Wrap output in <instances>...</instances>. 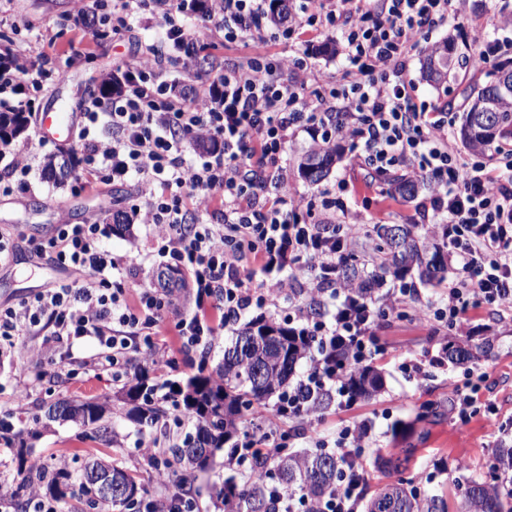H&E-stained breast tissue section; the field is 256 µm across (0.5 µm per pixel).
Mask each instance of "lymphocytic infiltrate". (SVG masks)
Listing matches in <instances>:
<instances>
[{
	"label": "lymphocytic infiltrate",
	"mask_w": 512,
	"mask_h": 512,
	"mask_svg": "<svg viewBox=\"0 0 512 512\" xmlns=\"http://www.w3.org/2000/svg\"><path fill=\"white\" fill-rule=\"evenodd\" d=\"M313 15L341 33L347 62L344 82L322 97L323 74H309L304 59L255 58L226 70L220 82L191 89L190 104L171 96L165 75L188 66L199 30L177 24L184 0H119L112 32L135 30L141 11L155 13L173 50H150L123 74L122 89L109 100L95 99L84 112L78 138L82 152L79 189L130 174L140 177L134 210L153 225L158 257L166 267L189 272L197 314L177 316L183 348L208 342L218 326L290 300L331 297V322L312 317L304 305L294 314L301 331L349 350L356 364L376 353L375 329L393 312L397 299L352 302L353 284L337 277V267L362 226L344 232L318 222L319 207L293 193L282 164L287 142L307 132L315 145L332 146L353 138L371 181L412 161L416 176L432 185L431 209L440 235L457 262V277L437 320L459 326L474 304L512 303V161L490 167L483 152L459 153L452 143L453 116L418 102L406 79V60L422 36L463 19L467 0H385L383 10L362 0H312ZM266 0H217L209 22L233 42L259 37L267 29ZM501 38L488 40L472 31L476 50L468 65L493 67L503 48L512 46V11H501ZM208 139L215 147L199 162L188 161L187 146ZM97 216L82 224H62L57 234L33 244L32 252L52 265L74 271L71 280L0 309V354L15 351L23 336H38L41 353L58 354L62 363L119 372L139 351V341L173 310L172 294L136 280V264L100 246ZM254 269H245L243 258ZM313 274L299 279L303 266ZM216 309L212 323L206 309ZM93 338L96 352L76 359L73 348ZM364 435L344 429L334 445L346 456L342 478L325 497L311 502L279 488L271 494L278 512H358L364 483ZM243 454L233 465L254 473L250 452L275 455L287 447L272 431H244Z\"/></svg>",
	"instance_id": "1"
}]
</instances>
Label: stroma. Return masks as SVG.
Segmentation results:
<instances>
[{
    "mask_svg": "<svg viewBox=\"0 0 512 512\" xmlns=\"http://www.w3.org/2000/svg\"><path fill=\"white\" fill-rule=\"evenodd\" d=\"M93 0H0V50H16L19 61L26 70L43 71L39 91L30 107L32 113L68 110L82 112L83 104L96 91L104 73H122L135 63L139 46L160 40L161 32L153 19L144 20L136 38L107 35L92 37L87 26L91 18ZM494 0H472V8L461 24L446 25L433 30L428 39L433 43L453 42L456 79L437 85L422 76L423 49L411 52L406 77L411 82L418 101L431 106L450 109L455 118H462V103L474 84L485 82L484 70H466L463 66L469 56L467 46L472 26H482L487 34H494ZM215 68L209 73L196 69L170 72L169 78L176 86L211 83L225 68L244 62L255 55L288 56L292 47L278 40L266 42L251 40L245 43H228L223 32H214L208 45ZM82 53L83 59L67 65L68 56ZM53 54V64H46L45 54ZM67 66L66 79L56 77L59 66ZM342 158L330 174L317 184L299 178L293 165L288 167V182L301 195L313 198L327 188H334L337 180L350 178L349 191L344 193L343 211L335 213L333 223L346 221L349 215L362 213L367 225L413 224L425 241H432L430 227L434 222L432 212L424 205L429 196L427 185H420L414 199L402 201L394 198L389 182L380 188L368 184L365 170L356 158L352 141L339 143ZM13 150L25 153L31 164L29 188L14 189L10 194H0V233H10L18 246L15 262L11 267L0 268V306H13L53 284L49 264L39 261L28 247L29 241L46 240L55 235L58 225L84 223L89 214L100 216L129 212L133 203L135 180L117 181L100 185L98 190L75 191L74 179L55 182L47 179L42 171L46 155L59 153L58 145L40 146L35 128L12 143ZM133 239L116 236L111 225H103L100 243L116 256L130 258L144 255L148 261L138 267L139 281L151 283L161 267L154 257V238L149 225L134 223ZM456 274L447 271L442 280L431 283L415 282V300L403 304L402 316H390L380 321L377 328L381 351L373 358L384 377L383 389L372 399L333 405L315 423L289 421L274 416L272 408L255 410L253 421L271 428H280L296 434L297 451L309 450L310 444L302 439V432L315 430L331 438L347 426H362L370 438L371 446L363 460L366 477L365 494L373 496L381 487L406 480L420 489L444 495L448 512H459L461 500L457 481L482 475L499 448L512 446V435L500 433L499 425L512 424V310L478 305L468 309L463 320L474 342L490 343L485 356L462 363L434 364L445 342L442 331L434 323L419 317L420 305H440L448 297V289ZM153 339L169 363L161 375L169 381H184L196 373L201 358L217 362L224 355L236 332L229 326L220 331L207 350L184 351L177 337L172 320H164L153 329ZM30 337H22L16 350L7 356L0 355V421L11 424L14 430L32 427L41 405L74 396L110 394L120 387L111 374L97 371L71 377L66 367H58L51 377L38 387L30 398L16 404L11 400L12 387L22 377L37 373L29 357ZM485 373L479 399L467 420H459L451 412V381L464 380L468 371ZM432 405L434 417L421 421L417 415L423 405ZM75 430L68 423H54L34 440L37 455L66 459L71 469H79L89 456L108 454L121 461L123 466L142 483L148 495L158 491L154 471L149 467L139 448L149 442L155 432L137 430L128 423L114 426L111 446L83 443L74 436ZM410 448L414 456L403 474L376 469L377 456L398 453ZM226 452H218L211 469L199 474L190 485V497L196 499L203 512H214L217 501L213 495L225 479L235 478L244 483L243 475L232 474L224 466Z\"/></svg>",
    "mask_w": 512,
    "mask_h": 512,
    "instance_id": "stroma-1",
    "label": "stroma"
}]
</instances>
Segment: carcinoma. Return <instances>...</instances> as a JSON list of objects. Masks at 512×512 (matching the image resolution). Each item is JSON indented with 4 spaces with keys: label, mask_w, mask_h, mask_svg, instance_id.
<instances>
[{
    "label": "carcinoma",
    "mask_w": 512,
    "mask_h": 512,
    "mask_svg": "<svg viewBox=\"0 0 512 512\" xmlns=\"http://www.w3.org/2000/svg\"><path fill=\"white\" fill-rule=\"evenodd\" d=\"M453 48L437 45L427 51L423 65L424 77L433 83L448 79ZM494 102L492 126L476 122V107L481 101ZM469 107L458 136L468 148L488 149L501 140L512 139V91L501 93L494 81L473 87L468 95ZM29 115L22 108L0 112V146L7 147L28 128ZM340 159L337 149H309L297 159L298 176L305 182L316 184L329 175ZM74 170L68 159L48 156L43 171L48 177L60 181ZM394 194L403 200L413 198L418 182L397 179ZM400 238L391 236L388 225L377 224L374 269L366 274L360 269L359 256L351 251L344 257L341 279L377 283L391 275L397 280L415 273L423 282L440 280L446 271L445 246L422 242L414 233V225H401ZM112 231L121 237L132 238V225L128 215L112 216ZM156 280L162 288L185 289L187 277L180 273L160 269ZM317 342L311 336H302L293 327L263 320L250 321L237 332L232 345L224 350L223 358L213 366L201 364L198 373L182 382L160 381L149 359L145 358L133 376L113 397H87L61 399L43 407V415L36 418L41 429L12 432L8 424L0 423V439L15 448L16 473L10 484L12 501L20 512H27L29 493L36 488L44 497L57 503L78 500L82 503L95 494L93 478L97 471H112V478L131 488V495L101 497L97 505H108L113 512H139L146 489L137 483L124 466L111 456H99L86 463L79 472L57 461L36 464L30 441L41 435V430L55 422L69 423L76 428L81 442L109 445L113 441L112 420L119 415L138 429L152 428L167 422L166 404L181 409L192 424V431L182 441H174L167 448L170 460V479L188 482L198 471L210 465L216 453L224 448L238 431L248 428V416L253 406L275 400L274 407L283 417L288 414L289 380L297 363L308 357ZM486 353L484 344L472 348L468 343L448 342V358L468 361L475 357L473 350ZM322 373L333 376L345 373V386L350 398L367 400L383 388V376L371 365L358 367L351 362L348 352L334 347L319 354ZM167 390L166 397L158 392ZM308 405L318 413L327 410L332 394L318 388L306 395ZM414 449L407 448L403 456L377 459V466L393 471L408 468ZM343 464L341 457L325 452H279L271 459L258 460V468L275 474L284 492L305 494L319 498L336 483ZM512 473V448H500L488 466L485 476L467 478L458 485L462 499V512H512V488L503 485V476ZM216 498L224 504V512H275L269 489L262 477L241 486L226 482L215 490ZM366 512H448L447 500L439 495H425L400 480L376 492Z\"/></svg>",
    "instance_id": "obj_1"
}]
</instances>
